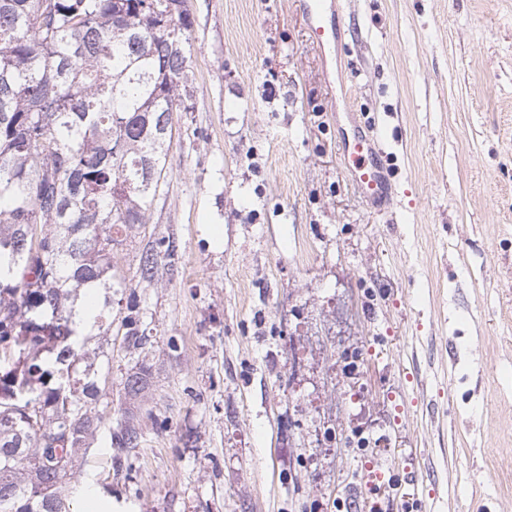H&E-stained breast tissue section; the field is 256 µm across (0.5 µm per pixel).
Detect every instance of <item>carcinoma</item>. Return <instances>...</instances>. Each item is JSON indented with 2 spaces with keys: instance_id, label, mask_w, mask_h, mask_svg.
Instances as JSON below:
<instances>
[{
  "instance_id": "obj_1",
  "label": "carcinoma",
  "mask_w": 512,
  "mask_h": 512,
  "mask_svg": "<svg viewBox=\"0 0 512 512\" xmlns=\"http://www.w3.org/2000/svg\"><path fill=\"white\" fill-rule=\"evenodd\" d=\"M0 0V512H70L57 465H76L102 422L96 363L77 301L103 291L112 251L148 223L165 183L167 138L188 82L185 0ZM172 245L141 253L139 282L174 267ZM125 340H148L127 306ZM141 365L124 382L146 391ZM118 425L111 443L135 448Z\"/></svg>"
}]
</instances>
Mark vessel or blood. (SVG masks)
<instances>
[{
    "label": "vessel or blood",
    "instance_id": "vessel-or-blood-1",
    "mask_svg": "<svg viewBox=\"0 0 512 512\" xmlns=\"http://www.w3.org/2000/svg\"><path fill=\"white\" fill-rule=\"evenodd\" d=\"M301 14L317 38L319 46L337 42L340 37L339 14L334 0H299ZM342 155L346 169L366 202L385 203L390 195L388 170L383 162L384 150L378 137L361 131L343 137ZM418 472L412 460L369 469L365 487L385 485L395 489L417 485Z\"/></svg>",
    "mask_w": 512,
    "mask_h": 512
}]
</instances>
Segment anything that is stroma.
Instances as JSON below:
<instances>
[{"mask_svg": "<svg viewBox=\"0 0 512 512\" xmlns=\"http://www.w3.org/2000/svg\"><path fill=\"white\" fill-rule=\"evenodd\" d=\"M340 3L321 50L299 0H186L190 109L112 253L107 423L73 512L88 483L115 512H337L394 454L429 512H512V0ZM357 127L385 149L381 213L345 168ZM161 238L180 260L142 287ZM128 314L124 317L125 340L128 347L141 348L148 340L146 329L142 328L140 307L137 302H130L127 306Z\"/></svg>", "mask_w": 512, "mask_h": 512, "instance_id": "obj_1", "label": "stroma"}]
</instances>
